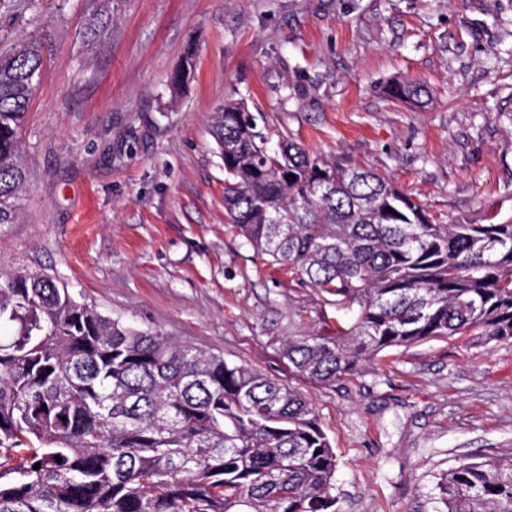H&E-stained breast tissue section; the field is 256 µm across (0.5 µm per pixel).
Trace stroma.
I'll use <instances>...</instances> for the list:
<instances>
[{"label": "stroma", "mask_w": 512, "mask_h": 512, "mask_svg": "<svg viewBox=\"0 0 512 512\" xmlns=\"http://www.w3.org/2000/svg\"><path fill=\"white\" fill-rule=\"evenodd\" d=\"M0 0V49L41 39L19 221L0 266L112 319L247 366L298 393L337 456L335 512H442L459 460L512 457V341L430 339L325 384L282 354L335 314L224 214L211 125L224 100L273 138L390 179L438 224L512 216V0ZM195 75L172 90L186 50ZM421 81L427 103L392 100ZM98 2L97 13L92 23L86 28L84 37L89 41H96L101 33L108 27L112 17V0H94Z\"/></svg>", "instance_id": "1"}]
</instances>
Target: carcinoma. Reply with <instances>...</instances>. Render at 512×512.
<instances>
[{
  "instance_id": "obj_1",
  "label": "carcinoma",
  "mask_w": 512,
  "mask_h": 512,
  "mask_svg": "<svg viewBox=\"0 0 512 512\" xmlns=\"http://www.w3.org/2000/svg\"><path fill=\"white\" fill-rule=\"evenodd\" d=\"M84 37L108 27L112 0ZM40 43L0 54V224L27 181L20 134ZM195 67L192 51L171 78ZM427 93L395 82L403 103ZM224 211L244 243L353 314L333 335L284 342L321 382L364 355L470 333L512 340V217L434 224L371 170L338 166L226 101L212 122ZM0 512H329L336 453L294 391L243 365L102 316L67 288L0 270ZM62 462H57L55 456ZM40 468L33 469L34 464ZM444 512H512V458L441 477Z\"/></svg>"
}]
</instances>
